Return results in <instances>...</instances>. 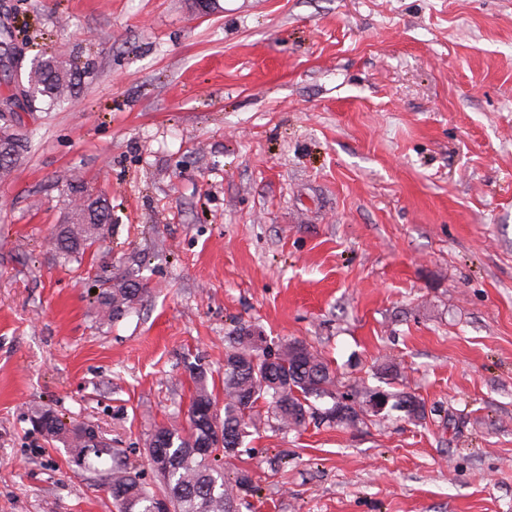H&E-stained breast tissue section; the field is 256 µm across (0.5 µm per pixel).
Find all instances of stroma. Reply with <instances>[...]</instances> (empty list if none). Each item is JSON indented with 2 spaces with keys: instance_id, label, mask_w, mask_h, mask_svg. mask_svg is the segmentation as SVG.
<instances>
[{
  "instance_id": "obj_1",
  "label": "stroma",
  "mask_w": 512,
  "mask_h": 512,
  "mask_svg": "<svg viewBox=\"0 0 512 512\" xmlns=\"http://www.w3.org/2000/svg\"><path fill=\"white\" fill-rule=\"evenodd\" d=\"M7 36L86 73L17 109L0 177V512H116L42 408L160 491L149 439L194 369L222 395L241 325L426 415L259 422L239 512H512V0H0ZM75 179L113 217L79 264ZM129 270L152 291L109 320ZM39 421V430L47 437L56 438L63 431V424L59 417L51 409H40L34 412L32 423Z\"/></svg>"
}]
</instances>
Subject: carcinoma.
Listing matches in <instances>:
<instances>
[{
  "label": "carcinoma",
  "mask_w": 512,
  "mask_h": 512,
  "mask_svg": "<svg viewBox=\"0 0 512 512\" xmlns=\"http://www.w3.org/2000/svg\"><path fill=\"white\" fill-rule=\"evenodd\" d=\"M41 64L31 78L33 102L54 105L63 101L73 90H78L82 75L76 69L53 56L40 57ZM89 219L96 228L77 230L70 224L61 226L56 235V249L61 257L83 261L88 250L100 240L112 223V212L99 199ZM150 293L149 282L133 274L124 275L119 281L104 289L101 304L109 309V315L118 319L132 305ZM255 330L239 326L229 337L230 349L224 359V418L212 419L208 415L217 399L208 390L205 375L199 374L196 394L188 412V427H160L151 436L148 456L162 453L168 461L167 470L160 474L162 494L147 490L132 474L127 464L115 462L100 475L117 512H153L160 499L169 503L170 512H234L233 501L227 490L235 486L239 490L248 487L250 478L240 471L233 478L224 477L219 466L223 457L230 455L250 436V428L256 426L257 408L263 406L274 419L279 430H294L306 425L308 420L320 415L338 423L355 426L365 424L379 415L373 401L382 393L378 388H364L360 392V410L346 403L348 397L335 391V375L328 364L312 351L309 356L297 360L288 355V345L278 350L279 362L266 364L252 359L251 336ZM393 407L401 408L409 403L419 411L407 414L419 419L424 416V406L412 394L388 393ZM329 398L333 405L322 411L316 402ZM32 421L39 422V430L50 438L60 436L62 422L50 409L34 412ZM82 424L70 430L71 446L76 457L84 460L89 471L98 470L96 460L102 454H88L81 441ZM207 447L208 456L197 449Z\"/></svg>",
  "instance_id": "obj_1"
}]
</instances>
